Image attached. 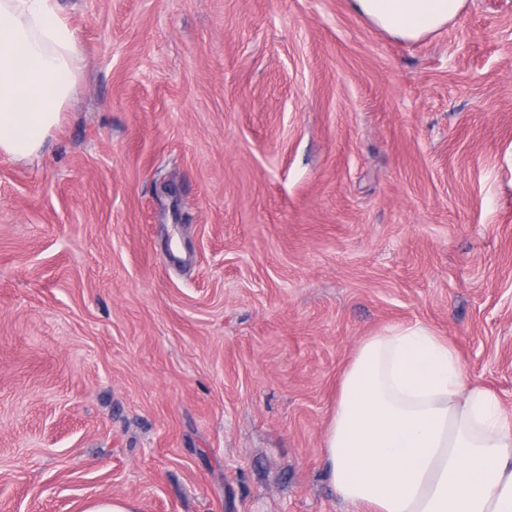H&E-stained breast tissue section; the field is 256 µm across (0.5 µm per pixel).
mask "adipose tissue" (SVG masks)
I'll list each match as a JSON object with an SVG mask.
<instances>
[{"label": "adipose tissue", "instance_id": "adipose-tissue-1", "mask_svg": "<svg viewBox=\"0 0 512 512\" xmlns=\"http://www.w3.org/2000/svg\"><path fill=\"white\" fill-rule=\"evenodd\" d=\"M467 0H350L399 42L446 28ZM82 54L55 0H0V154L37 156L74 92ZM335 493L357 512H512V420L465 385L453 344L428 326L360 343L328 425Z\"/></svg>", "mask_w": 512, "mask_h": 512}]
</instances>
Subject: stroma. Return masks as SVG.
<instances>
[{
	"label": "stroma",
	"mask_w": 512,
	"mask_h": 512,
	"mask_svg": "<svg viewBox=\"0 0 512 512\" xmlns=\"http://www.w3.org/2000/svg\"><path fill=\"white\" fill-rule=\"evenodd\" d=\"M77 89L0 155V512H350L361 341L422 323L512 416V0H57ZM468 0H350L352 11L399 42L417 41L446 28ZM138 505L128 498L112 497L90 501L83 512H138Z\"/></svg>",
	"instance_id": "stroma-1"
}]
</instances>
